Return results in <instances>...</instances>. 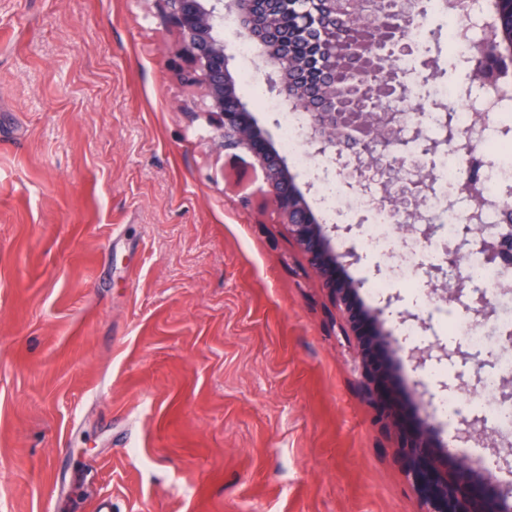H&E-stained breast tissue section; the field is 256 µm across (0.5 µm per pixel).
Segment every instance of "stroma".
Segmentation results:
<instances>
[{"mask_svg":"<svg viewBox=\"0 0 512 512\" xmlns=\"http://www.w3.org/2000/svg\"><path fill=\"white\" fill-rule=\"evenodd\" d=\"M429 30L421 80L448 41ZM440 64L479 110L473 62ZM185 67L158 0H0V512H420L356 341ZM336 237L352 279L398 263ZM444 280L395 289L385 329L420 336L384 355L400 420L435 426L452 475L483 421L435 407L481 391L499 332L433 336L430 304L463 312Z\"/></svg>","mask_w":512,"mask_h":512,"instance_id":"obj_1","label":"stroma"}]
</instances>
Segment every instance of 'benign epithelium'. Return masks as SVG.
I'll return each mask as SVG.
<instances>
[{
  "label": "benign epithelium",
  "instance_id": "benign-epithelium-1",
  "mask_svg": "<svg viewBox=\"0 0 512 512\" xmlns=\"http://www.w3.org/2000/svg\"><path fill=\"white\" fill-rule=\"evenodd\" d=\"M160 2L164 18L182 36L183 50L190 62L186 80L204 89L217 146L224 151L249 154L262 170L279 222L288 226L322 286L344 312L351 331L362 337L358 370L366 397L382 418L394 422L396 410L386 402L379 376L368 359V352L389 345L390 333L383 330L382 316L393 298H387L385 307L371 313L360 307L357 295L361 283L342 275L336 259L332 245L336 225L328 226L318 219L284 157L274 148L270 134L256 123L238 94L224 39L218 34L224 12L237 15L240 34L255 44L256 68L266 77L270 93L283 107L306 113V137L314 153L338 156L342 159L341 169L348 171V186H379L380 191L369 200L380 207L395 204L406 222L416 223L424 221L421 208L427 192L426 179L404 180L400 172L404 158L395 155L393 140L384 137L398 130L402 114L348 112L347 103L336 101L330 81L321 84L317 99L306 95L307 86L300 76L303 65L298 61L288 63V43L269 35L261 0ZM321 2L328 5L326 14L312 15L306 9L302 23L315 26L323 37L331 28L337 0ZM332 51L333 57L361 66L379 61L377 57H362L353 43L334 42ZM482 62L488 78L507 71L512 67V44L491 47ZM432 438V428H419L403 435L401 447L407 476L421 497V512H512V502L503 495V484L491 472L480 493L449 482L448 474L430 459Z\"/></svg>",
  "mask_w": 512,
  "mask_h": 512
}]
</instances>
